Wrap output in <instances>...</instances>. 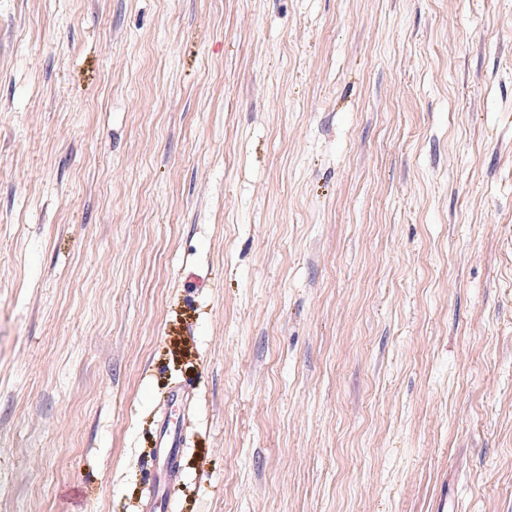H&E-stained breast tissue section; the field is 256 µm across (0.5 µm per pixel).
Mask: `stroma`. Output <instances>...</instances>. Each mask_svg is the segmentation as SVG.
<instances>
[{"label": "stroma", "instance_id": "1", "mask_svg": "<svg viewBox=\"0 0 512 512\" xmlns=\"http://www.w3.org/2000/svg\"><path fill=\"white\" fill-rule=\"evenodd\" d=\"M167 416L170 512H512V0H0V512Z\"/></svg>", "mask_w": 512, "mask_h": 512}]
</instances>
